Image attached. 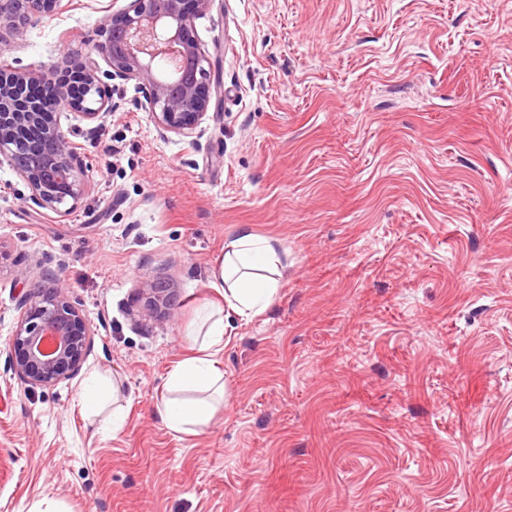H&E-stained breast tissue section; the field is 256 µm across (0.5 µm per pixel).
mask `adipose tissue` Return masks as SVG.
<instances>
[{"mask_svg":"<svg viewBox=\"0 0 512 512\" xmlns=\"http://www.w3.org/2000/svg\"><path fill=\"white\" fill-rule=\"evenodd\" d=\"M281 276L273 240L244 229L225 244L212 270V286L223 295L226 308L251 319L263 314L276 300ZM187 337L199 354L173 368L156 412L171 431L197 434L208 426L224 400L217 359L224 349L223 315L213 316L205 329L189 331Z\"/></svg>","mask_w":512,"mask_h":512,"instance_id":"adipose-tissue-1","label":"adipose tissue"}]
</instances>
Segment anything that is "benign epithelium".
Listing matches in <instances>:
<instances>
[{"instance_id": "1", "label": "benign epithelium", "mask_w": 512, "mask_h": 512, "mask_svg": "<svg viewBox=\"0 0 512 512\" xmlns=\"http://www.w3.org/2000/svg\"><path fill=\"white\" fill-rule=\"evenodd\" d=\"M212 0H127L104 12L94 55L75 62L79 82L56 80L54 68L0 69V165L26 184L27 201L61 212L84 193V159L69 135L90 136L112 117V81H136L157 128L191 138L206 120L215 88L195 20ZM69 0H0V55L12 53L29 28L64 12ZM165 65V71L157 69ZM75 123L63 129L61 117ZM32 283L18 300L20 317L9 338L6 370L27 388L51 387L81 370L95 330L60 279ZM149 306L171 314L176 297L162 281L148 285Z\"/></svg>"}]
</instances>
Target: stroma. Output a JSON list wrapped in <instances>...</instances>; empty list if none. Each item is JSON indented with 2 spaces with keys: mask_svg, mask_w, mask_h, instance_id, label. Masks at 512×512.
Returning a JSON list of instances; mask_svg holds the SVG:
<instances>
[{
  "mask_svg": "<svg viewBox=\"0 0 512 512\" xmlns=\"http://www.w3.org/2000/svg\"><path fill=\"white\" fill-rule=\"evenodd\" d=\"M72 3L14 58L90 54L102 14ZM195 35L221 88L200 135L119 81L68 212L0 167V512H512V0H213ZM243 228L275 241L279 298L226 318L224 404L170 431L155 406ZM48 273L96 334L28 389L8 339ZM93 374L120 432L80 411ZM147 299L150 307L154 310L163 312V314L171 315L173 306L175 305L176 297L174 290L168 284L162 281L151 282L147 285Z\"/></svg>",
  "mask_w": 512,
  "mask_h": 512,
  "instance_id": "stroma-1",
  "label": "stroma"
}]
</instances>
